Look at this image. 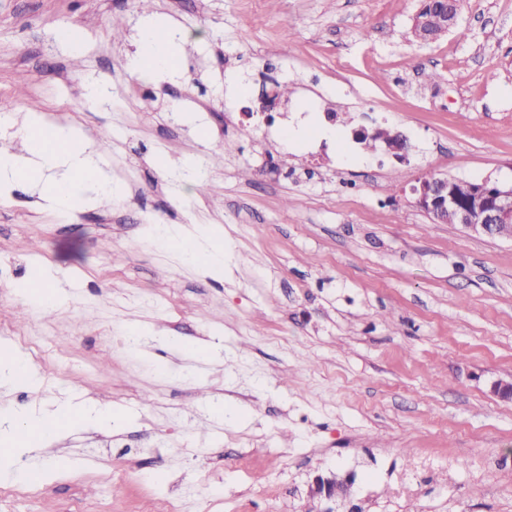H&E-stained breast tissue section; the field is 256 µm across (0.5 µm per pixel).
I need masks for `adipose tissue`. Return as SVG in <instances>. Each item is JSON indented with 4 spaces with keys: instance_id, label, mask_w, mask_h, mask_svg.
Here are the masks:
<instances>
[{
    "instance_id": "obj_1",
    "label": "adipose tissue",
    "mask_w": 512,
    "mask_h": 512,
    "mask_svg": "<svg viewBox=\"0 0 512 512\" xmlns=\"http://www.w3.org/2000/svg\"><path fill=\"white\" fill-rule=\"evenodd\" d=\"M173 42L171 31L145 21L137 37V48L127 57L128 70L139 76L177 71ZM22 138L25 155L0 153V177L27 183L36 175H43L39 194L50 209L69 212L75 199L87 193L97 198L121 199V185L105 175L87 145L66 128L40 117L25 128ZM48 170L53 173L49 179L44 176ZM161 237L170 250L180 253L204 272L223 274L224 246L217 237L183 229L163 230ZM49 422L59 425L64 432L77 426L103 428L111 426L112 414L93 406L63 405L48 416L17 415L10 422L9 432L0 436V461L10 464L19 454L35 451L47 439L41 428Z\"/></svg>"
}]
</instances>
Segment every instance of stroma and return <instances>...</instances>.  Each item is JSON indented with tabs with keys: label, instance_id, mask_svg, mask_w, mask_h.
<instances>
[{
	"label": "stroma",
	"instance_id": "obj_1",
	"mask_svg": "<svg viewBox=\"0 0 512 512\" xmlns=\"http://www.w3.org/2000/svg\"><path fill=\"white\" fill-rule=\"evenodd\" d=\"M421 6L153 0L180 68L140 78L139 0H0V152L34 104L105 144L124 187L72 219L0 182V353L36 379L0 384V411L116 416L23 457L39 493L0 512H512V401L491 392L512 378V242L432 223L411 192L512 182V0H462L467 38L431 43L409 33ZM272 80L293 94L269 124ZM379 126L405 162L356 140ZM193 224L222 229L223 275L155 241ZM44 267L68 297L49 315L15 292ZM320 477L348 495L313 497Z\"/></svg>",
	"mask_w": 512,
	"mask_h": 512
}]
</instances>
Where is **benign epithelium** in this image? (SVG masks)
I'll list each match as a JSON object with an SVG mask.
<instances>
[{"label": "benign epithelium", "mask_w": 512, "mask_h": 512, "mask_svg": "<svg viewBox=\"0 0 512 512\" xmlns=\"http://www.w3.org/2000/svg\"><path fill=\"white\" fill-rule=\"evenodd\" d=\"M457 10L455 0H449L446 14L426 18L417 15L414 24L434 28L435 33L430 37L433 41L456 24ZM457 184L455 179L437 177L420 180L412 187L416 206L435 223L446 224L451 217L469 234L501 237V230L512 224V186L503 187L489 179L468 181V193L462 197L457 192ZM312 492L316 496L333 499L336 497V483L319 477Z\"/></svg>", "instance_id": "obj_1"}]
</instances>
